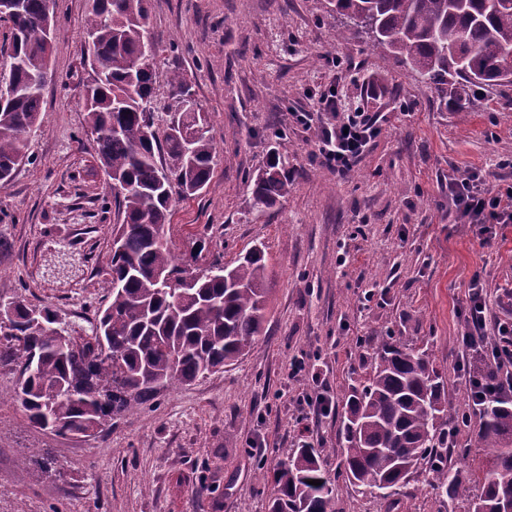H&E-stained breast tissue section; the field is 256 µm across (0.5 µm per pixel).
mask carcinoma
<instances>
[{"label": "carcinoma", "mask_w": 512, "mask_h": 512, "mask_svg": "<svg viewBox=\"0 0 512 512\" xmlns=\"http://www.w3.org/2000/svg\"><path fill=\"white\" fill-rule=\"evenodd\" d=\"M51 0H20L11 52L0 60V184L30 160L29 139L40 128L43 91L52 81V40L37 29L52 21ZM336 13L372 34L373 48L410 67L440 89L452 81L512 86V0H330ZM146 0H94L85 25L91 79L87 130L106 176L121 184L113 198L122 223L112 232L108 304L82 343L56 327L55 311L10 301L0 320V367L18 374L29 424L46 416L56 434L75 427L105 430L112 416L189 384L247 355L263 332L267 259L252 249L224 268L215 261L187 288L188 272L166 233L172 185L186 197L209 182L216 151L205 112L179 73L169 82L180 105L163 136L154 129L153 60L159 40L148 26ZM164 142L169 164L155 150ZM288 159L273 155L256 175L254 205L269 208L288 195ZM38 315H33V311ZM367 380L352 388L342 421L336 479L322 450L302 444L273 468L270 512H337L336 485L387 499L422 461L430 486L470 512L512 506V391L489 385L478 400L473 447L487 465L476 473L445 466L438 449L448 390L426 351L413 341L373 337ZM312 480L321 484L314 486Z\"/></svg>", "instance_id": "1"}]
</instances>
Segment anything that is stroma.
<instances>
[{
    "instance_id": "1",
    "label": "stroma",
    "mask_w": 512,
    "mask_h": 512,
    "mask_svg": "<svg viewBox=\"0 0 512 512\" xmlns=\"http://www.w3.org/2000/svg\"><path fill=\"white\" fill-rule=\"evenodd\" d=\"M92 0H55L54 79L29 163L0 186V301L49 305L75 336L90 333L107 304L102 274L118 223L113 193L85 127L84 28ZM161 40L154 122L177 109L168 79L182 73L202 105L216 147L212 176L194 197L175 196L167 226L175 256L204 269L233 264L252 247L268 258L264 330L254 350L224 370L161 390L90 437L30 425L16 374L0 368V512H269L263 471L301 434L335 466L343 406L367 377L371 339L410 336L428 353L453 398L444 418L472 412L458 338L472 276L492 312L512 319V224L480 244L475 226L448 212V175L475 168L512 185V87L451 84L438 91L372 51L364 29L329 0H147ZM378 119L380 133L345 178L321 166L316 129L296 124L325 87ZM287 157L288 195L256 209L249 180L271 151ZM304 369L292 374V363ZM329 388V414L293 397L314 380ZM53 467L41 472L37 454ZM419 465L399 503L338 484V512H468L428 485Z\"/></svg>"
}]
</instances>
